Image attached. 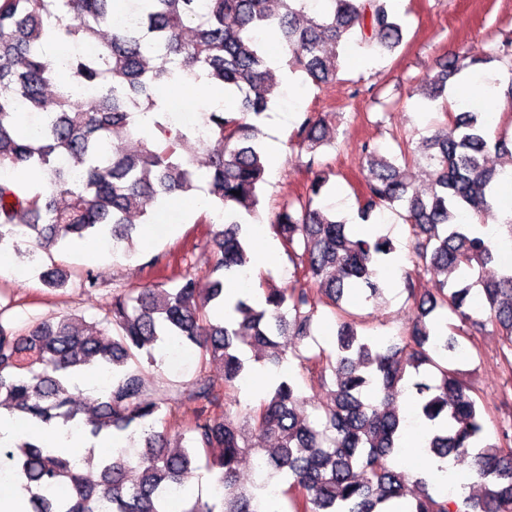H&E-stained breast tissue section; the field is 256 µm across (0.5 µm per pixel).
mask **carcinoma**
Listing matches in <instances>:
<instances>
[{"instance_id": "obj_1", "label": "carcinoma", "mask_w": 512, "mask_h": 512, "mask_svg": "<svg viewBox=\"0 0 512 512\" xmlns=\"http://www.w3.org/2000/svg\"><path fill=\"white\" fill-rule=\"evenodd\" d=\"M393 0H321L310 14L307 0H135L133 26L112 27V0H0V168L41 169L50 184L29 188L0 179V245L8 241L23 258L88 238L112 241V251L131 244L164 197L189 194L205 179L207 195L224 212V225L207 233L203 247L213 264L207 281L190 269L165 274L158 256L145 262L158 279L115 288L101 320L78 323L57 314L16 325L0 306V408L51 427L59 423L97 438L124 437L129 446L100 458L88 448L80 463L35 440L0 447V468L31 492V512H168L172 491L187 475L217 483L223 493L180 498L182 512H265L267 483L247 487L238 479L243 456L255 455L257 470L284 474L278 494L289 512H386L392 501L411 497L407 512H451V499L429 490L388 464L403 431L397 400L408 395L430 428L427 449L436 458L473 468L481 493L470 495V512H512V424L495 438L484 433L490 402L460 367L463 349L450 333L455 316L470 335L499 337L500 365L512 373V266L496 262L495 237L512 241V219L493 226L500 171L512 166L506 136L492 141L487 113L451 112L416 149L395 139L396 153L361 145L367 174L357 195L359 216L375 207L404 211L411 231L412 268L404 290L418 311L399 341L378 342L359 331V315L344 307L356 290L365 301L384 296L377 268L393 262L397 248L385 234H352L346 218L318 207L334 174L321 159L333 143L325 118L311 113L292 146L305 155L311 174L303 192L279 204L270 228L293 265L285 288L264 290V303L237 299L223 319L210 316L224 305V282L246 273L249 222L261 219L267 159L261 125L280 98L281 80L268 66L258 38L274 32L288 50L289 72L306 75L317 88L336 79L340 53L350 42L371 51L394 52L404 23ZM83 22L70 26L66 19ZM78 48L63 66L44 59L48 39ZM487 59L454 55L429 71L415 94L426 106L447 102L448 84ZM205 76L233 99L204 116L208 135L221 148L203 156L187 129L160 120L142 131L138 116L156 106L155 91L177 74ZM95 90L89 108L71 109L73 90ZM37 117L34 136L19 132L18 113ZM123 131L128 144L107 152L110 134ZM424 170L427 195L412 185L409 169ZM240 195H234V192ZM438 277L427 293L420 278ZM94 288L93 272H42L44 284L64 288L72 277ZM336 316L331 353L294 354L302 376L282 372L287 351L276 337L297 342L313 335L319 306ZM176 341L201 350L202 363L220 360L224 381L200 367L195 377L154 398L131 363ZM253 352V358L245 355ZM282 376L259 405L241 413L237 393L256 363ZM89 369L108 375L97 397L72 382ZM330 402L306 412L302 382L327 385ZM180 431L155 430L169 417ZM70 485L60 498L55 488Z\"/></svg>"}]
</instances>
